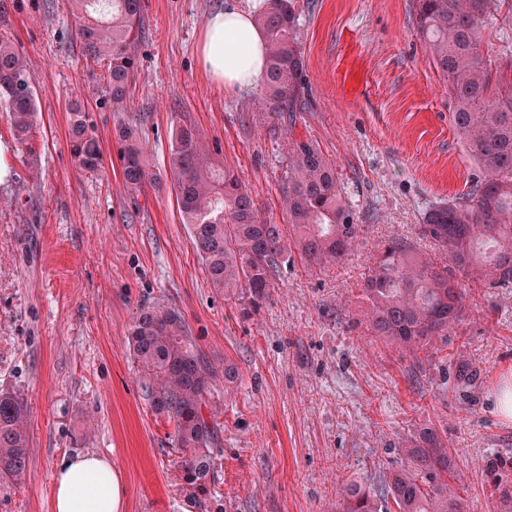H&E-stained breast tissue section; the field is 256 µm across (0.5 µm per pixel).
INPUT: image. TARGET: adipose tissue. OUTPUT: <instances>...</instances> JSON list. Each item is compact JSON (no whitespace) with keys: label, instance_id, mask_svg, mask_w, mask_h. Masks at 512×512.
<instances>
[{"label":"adipose tissue","instance_id":"adipose-tissue-1","mask_svg":"<svg viewBox=\"0 0 512 512\" xmlns=\"http://www.w3.org/2000/svg\"><path fill=\"white\" fill-rule=\"evenodd\" d=\"M256 0H226L209 17L198 44L204 74L228 92L258 86L266 71V39L252 18ZM125 485L96 453L65 459L53 474V512H123Z\"/></svg>","mask_w":512,"mask_h":512}]
</instances>
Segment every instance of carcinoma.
I'll return each instance as SVG.
<instances>
[{
    "label": "carcinoma",
    "mask_w": 512,
    "mask_h": 512,
    "mask_svg": "<svg viewBox=\"0 0 512 512\" xmlns=\"http://www.w3.org/2000/svg\"><path fill=\"white\" fill-rule=\"evenodd\" d=\"M85 57L101 68L112 111L124 110L143 35L142 0H70ZM512 9L509 0H417L416 22L437 68L448 77L453 126L481 175L469 189L430 207L420 234L434 241V262L404 240L380 251L364 283L365 327L371 335L415 355L448 335L462 315L467 288L512 287V54L482 49L491 15ZM297 0H268L258 15L266 36L267 70L258 106L275 121L304 105V54ZM0 110L29 163L36 98L27 65L0 37ZM87 116L72 118L71 150L77 165L98 170V141ZM122 184L137 198L156 183L135 132L122 131ZM168 166L182 223L207 279L224 300L256 313L269 298L273 277L295 252L311 267L339 263L354 250L360 225L342 195L336 165L308 139L291 138L281 192L290 233L263 220L228 166L209 161L194 126L176 127ZM131 355L143 374L153 413L174 424L183 450L180 468L191 496L206 503L214 484L215 417L204 416L213 372L200 358L181 312L163 302L139 307L128 331ZM407 465L389 473L379 489L358 483L343 491L342 512H469L459 491L455 457L431 426L404 449ZM29 460L28 404L22 393L0 392V485L20 482Z\"/></svg>",
    "instance_id": "cac0c4a2"
}]
</instances>
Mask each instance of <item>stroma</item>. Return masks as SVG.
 I'll return each mask as SVG.
<instances>
[{
    "label": "stroma",
    "instance_id": "35a3bbf8",
    "mask_svg": "<svg viewBox=\"0 0 512 512\" xmlns=\"http://www.w3.org/2000/svg\"><path fill=\"white\" fill-rule=\"evenodd\" d=\"M298 2L305 105L290 132L255 109L257 90L229 93L201 71L197 42L225 0H143L123 112L90 74L69 0H0V36L23 57L35 93L38 156L32 166L12 151L0 182V391L25 395L30 434L26 477L0 486V512H53L55 468L85 452L120 472L123 512H203L129 350L137 307L155 301L179 309L216 372L220 450L204 512H336L346 485L378 487L404 466V442L427 424L447 439L471 512H496L487 464L512 458V423L493 399L512 372V288L474 286L447 339L415 357L363 324V282L384 243L437 255L420 234L423 213L478 173L451 121L448 79L417 31L415 0ZM349 55L362 79L346 91L337 67ZM77 109L91 115L100 145L94 172L71 152ZM184 122L273 224L286 221L288 139H312L335 162L361 226L348 260L314 269L292 255L257 313L225 302L171 186L132 198L122 185L119 129H135L162 171ZM228 360L240 373L230 389ZM462 365L472 381H458Z\"/></svg>",
    "mask_w": 512,
    "mask_h": 512
}]
</instances>
